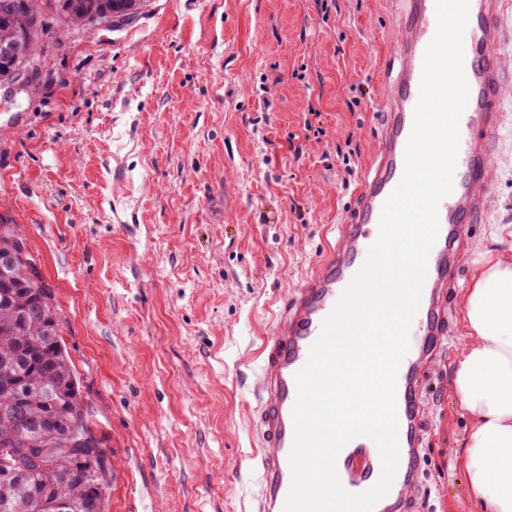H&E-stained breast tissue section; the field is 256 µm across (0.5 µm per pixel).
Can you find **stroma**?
Wrapping results in <instances>:
<instances>
[{
  "instance_id": "1",
  "label": "stroma",
  "mask_w": 512,
  "mask_h": 512,
  "mask_svg": "<svg viewBox=\"0 0 512 512\" xmlns=\"http://www.w3.org/2000/svg\"><path fill=\"white\" fill-rule=\"evenodd\" d=\"M0 86V218L17 224L113 469L108 512H252L260 341L322 258L373 154L397 0H148L130 24L63 27ZM462 259L412 512H479L452 368L464 295L512 256V96Z\"/></svg>"
}]
</instances>
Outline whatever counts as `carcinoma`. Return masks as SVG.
<instances>
[{"label":"carcinoma","mask_w":512,"mask_h":512,"mask_svg":"<svg viewBox=\"0 0 512 512\" xmlns=\"http://www.w3.org/2000/svg\"><path fill=\"white\" fill-rule=\"evenodd\" d=\"M68 26L128 24L143 0H58ZM39 0H0V85L38 55ZM22 238L0 220V252ZM25 407L28 419L0 417L1 448H53L52 467L40 480L22 467L0 475V512H55L67 498L73 512H106L110 468L102 441L89 424L80 382L62 344L51 292L26 262L0 272V405Z\"/></svg>","instance_id":"carcinoma-1"}]
</instances>
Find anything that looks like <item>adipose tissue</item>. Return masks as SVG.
<instances>
[{
    "instance_id": "obj_1",
    "label": "adipose tissue",
    "mask_w": 512,
    "mask_h": 512,
    "mask_svg": "<svg viewBox=\"0 0 512 512\" xmlns=\"http://www.w3.org/2000/svg\"><path fill=\"white\" fill-rule=\"evenodd\" d=\"M468 342L452 384L470 419L462 466L480 512H512V257L489 261L466 294Z\"/></svg>"
}]
</instances>
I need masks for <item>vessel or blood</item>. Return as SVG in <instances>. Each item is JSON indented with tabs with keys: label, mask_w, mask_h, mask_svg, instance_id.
<instances>
[{
	"label": "vessel or blood",
	"mask_w": 512,
	"mask_h": 512,
	"mask_svg": "<svg viewBox=\"0 0 512 512\" xmlns=\"http://www.w3.org/2000/svg\"><path fill=\"white\" fill-rule=\"evenodd\" d=\"M391 53L383 60L386 93L384 120L370 165L360 177L354 202L338 227L335 245L315 274L289 298L278 315L276 331L260 345L257 387L256 451L262 492L257 512H284L292 482L290 453L296 429L292 410L297 398L296 374L320 337L324 320L342 292L366 263L380 236L384 204L401 180L405 149L420 94L423 56L432 41L437 18L435 0H402ZM507 0H470L464 34V72L469 100L459 123V147L451 193L438 206L439 231L430 251L418 310L412 320L420 345L406 354L396 381L399 463L389 492L373 512H408L419 490L425 444L422 370L437 358L450 332L445 298L455 286V256L464 225L478 223L492 180L490 134L498 124L499 106L512 93V70L501 64L504 31L499 16ZM383 468L380 450L366 437L347 442L336 457L342 488L361 494L376 485Z\"/></svg>",
	"instance_id": "obj_1"
}]
</instances>
